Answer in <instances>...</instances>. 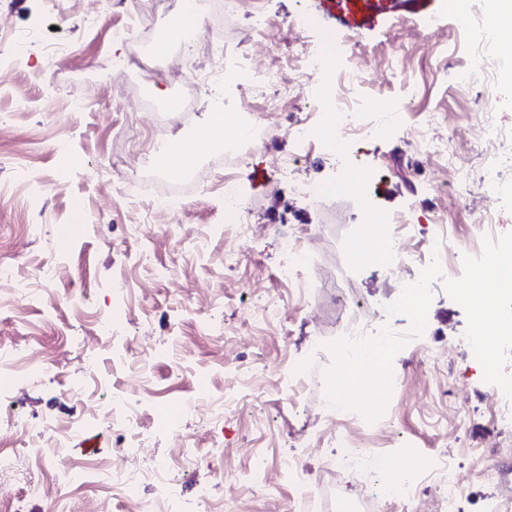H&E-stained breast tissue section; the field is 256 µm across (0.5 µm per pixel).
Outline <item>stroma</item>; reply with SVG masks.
<instances>
[{
  "instance_id": "obj_1",
  "label": "stroma",
  "mask_w": 512,
  "mask_h": 512,
  "mask_svg": "<svg viewBox=\"0 0 512 512\" xmlns=\"http://www.w3.org/2000/svg\"><path fill=\"white\" fill-rule=\"evenodd\" d=\"M330 0H237L225 24L240 53L257 55L260 29L277 34L264 63L276 67L292 50L290 22L302 16L311 48L331 47L338 66L362 70L357 93L379 134L348 139L330 156L323 139L335 130L330 111L313 112L310 94L333 96V83L317 80L313 92L286 99L266 115L251 87L232 86L229 97L247 100L243 123L269 125L259 146L237 164L200 150L184 172L186 194H164L173 179L161 150L196 135L222 100L192 95L187 74L164 67L153 74L131 69L123 88L112 68L135 49L123 30L143 17L150 33L168 17L148 0H101L88 20L84 0H0V19L12 32L34 35L22 64L0 49V68L11 71L0 89V267L14 284L0 288V355L22 356L0 366V456L23 461L29 483L0 479V512H148L160 495L196 512H358L366 477L335 471L340 453L322 405L330 342L368 321L365 302L398 298L432 254L434 216H443L454 244L453 265L480 255L485 235L512 232V170L494 204H487L481 175L497 149L493 130H512V78L502 49L485 45L488 76L458 91L454 82L470 63V41L448 0H430L425 13L381 15L371 27L327 25ZM439 20L431 37L425 17ZM63 53L48 60L43 46ZM193 96L189 122L155 131L150 116L182 96ZM439 118L429 134L464 137L462 166L469 191L437 195L431 185L452 181L447 162L422 153L414 132L430 112ZM312 129L306 145L291 131ZM295 157L294 180L326 186L311 202L279 181L276 160ZM245 196L251 235L224 221V186ZM172 214L160 223L153 210ZM492 210L491 232L479 217ZM408 212L413 232L399 239L411 258L396 275L383 264L353 258L352 241L369 245L373 214ZM300 243L321 238L297 283L278 280L288 260L285 237ZM426 327L392 362L388 421L368 435L367 453L396 458L419 497L438 492L428 476L441 460L455 463L467 486L459 512L500 495L499 472L512 471V425L493 424L489 385L473 352L455 342L467 315L443 286L432 290ZM123 331L122 341L101 323ZM449 347L431 361L428 349ZM83 383L82 399L70 389ZM460 389L467 412L454 427L439 401L447 385ZM205 399L210 417L190 410ZM132 405L134 429L89 424L91 414ZM181 409L178 422L167 410ZM73 427L64 456L40 459L37 447L58 427ZM493 473L471 481L476 462Z\"/></svg>"
}]
</instances>
